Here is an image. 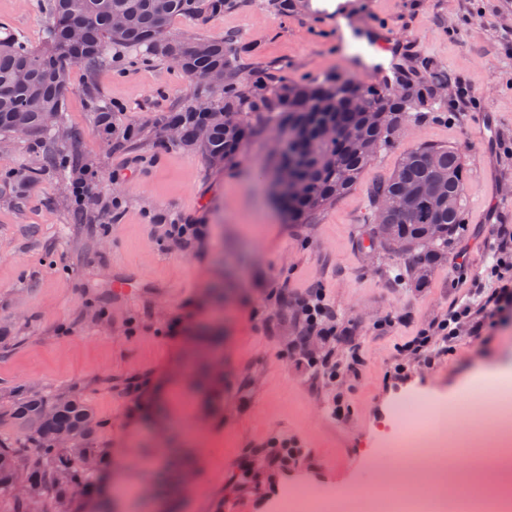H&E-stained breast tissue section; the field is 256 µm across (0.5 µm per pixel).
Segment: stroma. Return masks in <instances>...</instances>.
Listing matches in <instances>:
<instances>
[{
    "label": "stroma",
    "mask_w": 512,
    "mask_h": 512,
    "mask_svg": "<svg viewBox=\"0 0 512 512\" xmlns=\"http://www.w3.org/2000/svg\"><path fill=\"white\" fill-rule=\"evenodd\" d=\"M355 17L360 39H346L332 9L313 0L283 16L273 0H234L218 16L178 17L186 39L234 37L235 68L269 81L320 80L361 73L354 60L428 63L448 80L444 102L405 123L396 144L362 172L351 191L308 224L285 223L272 202L275 122L256 116L254 132L227 167L147 138L138 149L113 147L97 126L91 95L123 106L131 122L189 99L193 86L171 62L111 52L107 63L69 72L63 120L76 129L66 152L86 168L73 180L46 174L22 194L6 176L38 163L49 144L16 138L0 157V437L23 427L6 414L20 389L82 395L101 426L92 445L105 449L100 481L124 478L150 493L151 467L174 416L193 439L195 464L182 477L178 512H284L286 494L342 499L359 488L395 494L426 491L429 473L396 462L377 466L404 432L405 405L465 410L512 388V316L482 344L461 326L434 368L404 345L446 318L452 303L494 287L486 268L499 225H512V0H335ZM0 26L40 46L47 20L37 0H0ZM392 39L378 52L366 38ZM423 143L457 148L467 168L465 230L424 286L406 278L404 258L370 248V194L402 155ZM84 203L75 200L76 182ZM88 211L77 224V209ZM173 224H195L200 237L176 239ZM321 289L350 340L314 343V354L358 347V378L329 380L291 355L300 326L293 299ZM403 365L407 378L389 376ZM343 396L349 414L334 419ZM274 436L311 453L310 467L279 476L267 505L265 476L238 478L242 459L258 463Z\"/></svg>",
    "instance_id": "obj_1"
}]
</instances>
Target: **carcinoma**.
Masks as SVG:
<instances>
[{"label": "carcinoma", "instance_id": "1", "mask_svg": "<svg viewBox=\"0 0 512 512\" xmlns=\"http://www.w3.org/2000/svg\"><path fill=\"white\" fill-rule=\"evenodd\" d=\"M49 16L43 45L33 49L10 32L0 37V136L22 126L55 143V127L65 108L69 70L102 62L106 45L138 49L146 60L171 61L194 83L183 104L154 114L144 123L125 119L123 109L91 99L95 121L112 135L117 148L134 146L155 129L180 130L175 147L201 154L212 165L233 162L251 136L253 120L271 112L288 140L278 156L279 167L295 169L296 180L281 193L279 205L290 224H304L349 192L363 169L394 144L396 130L433 109L438 90L448 83L426 70L415 78L394 71L398 96L386 86L360 83L341 75L308 83L288 78L275 85L263 75L238 79L232 69L237 53L233 38L186 41L171 30L173 19L217 14L231 0H40ZM85 19L80 43L70 38L69 21ZM210 98L206 137L198 136L201 117L196 98ZM79 157L52 149L37 165L11 173L21 189L36 183L43 172L72 174ZM467 170L457 148L422 145L401 158L392 176L377 183L371 208L379 223L373 233L392 250L417 253L408 276L421 286L417 267L431 269L448 251V243L464 231V184ZM436 224L440 237L427 240ZM11 419L26 429L21 442L0 439V501L8 512H32L36 504L69 507L74 493L95 492L89 475L97 468L101 449L93 448L99 421L79 396L50 399L24 390L10 409Z\"/></svg>", "mask_w": 512, "mask_h": 512}]
</instances>
